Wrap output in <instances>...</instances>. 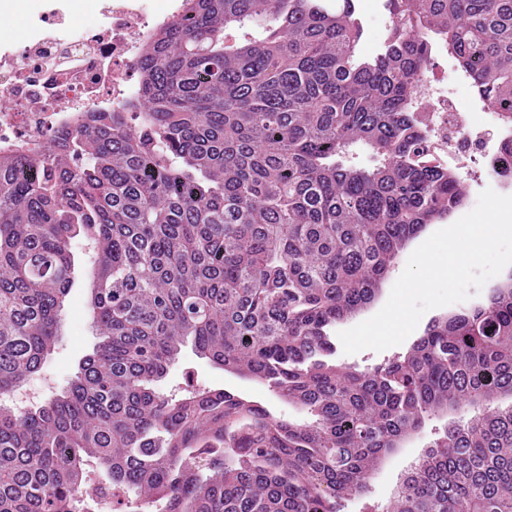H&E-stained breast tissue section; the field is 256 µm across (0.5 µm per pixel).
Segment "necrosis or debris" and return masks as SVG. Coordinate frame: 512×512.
I'll use <instances>...</instances> for the list:
<instances>
[{
  "label": "necrosis or debris",
  "mask_w": 512,
  "mask_h": 512,
  "mask_svg": "<svg viewBox=\"0 0 512 512\" xmlns=\"http://www.w3.org/2000/svg\"><path fill=\"white\" fill-rule=\"evenodd\" d=\"M63 13L58 0L25 43L0 52L1 151L43 145L84 113L121 110L134 87L133 60L158 26L145 0H105L98 20L75 34ZM448 80L428 63L415 81L412 108L431 156L463 168L498 158V106L480 94L450 96Z\"/></svg>",
  "instance_id": "obj_1"
}]
</instances>
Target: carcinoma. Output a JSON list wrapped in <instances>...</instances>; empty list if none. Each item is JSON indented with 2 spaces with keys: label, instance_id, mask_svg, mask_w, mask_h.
I'll list each match as a JSON object with an SVG mask.
<instances>
[{
  "label": "carcinoma",
  "instance_id": "obj_1",
  "mask_svg": "<svg viewBox=\"0 0 512 512\" xmlns=\"http://www.w3.org/2000/svg\"><path fill=\"white\" fill-rule=\"evenodd\" d=\"M182 2L134 63L137 125L100 112L0 156V512H97L92 464L158 512H341L425 414L463 406L384 512H512V290L367 370L337 364L333 336L466 200L407 112L425 41L512 119V0H402L423 31L394 26L374 58L353 0ZM233 26L265 36L229 44ZM496 169L512 178L511 144ZM78 237L98 342L66 390L19 410ZM188 341L307 419L226 389L161 394Z\"/></svg>",
  "mask_w": 512,
  "mask_h": 512
}]
</instances>
